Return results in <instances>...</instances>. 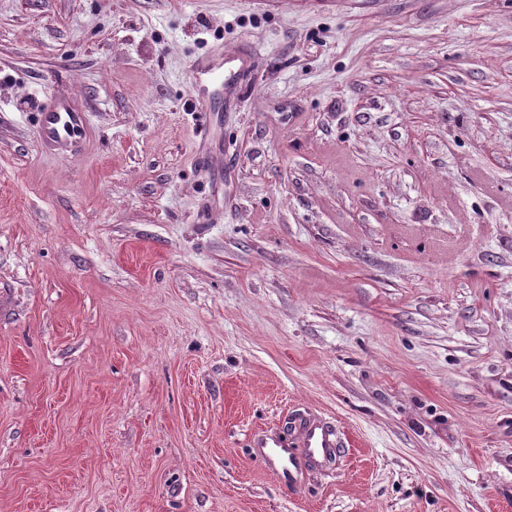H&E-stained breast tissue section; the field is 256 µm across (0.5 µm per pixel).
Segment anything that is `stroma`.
I'll use <instances>...</instances> for the list:
<instances>
[{"mask_svg": "<svg viewBox=\"0 0 512 512\" xmlns=\"http://www.w3.org/2000/svg\"><path fill=\"white\" fill-rule=\"evenodd\" d=\"M0 512H512V0H0ZM240 50L216 57L205 54L193 64V89L187 100L189 109L198 112L201 125V140L204 141L213 124L214 101L224 90V84L237 73L236 62L240 61ZM42 141L62 151L84 142L88 135V119L84 111L73 106L70 97L62 96L40 112ZM298 433L301 452L288 448V441L282 436H268L256 443L262 460L277 475L279 482L287 489L295 486L298 471L305 464L328 463L335 459L343 447L336 431L317 418L308 417L294 426Z\"/></svg>", "mask_w": 512, "mask_h": 512, "instance_id": "stroma-1", "label": "stroma"}]
</instances>
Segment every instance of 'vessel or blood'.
Listing matches in <instances>:
<instances>
[{"label": "vessel or blood", "instance_id": "b4317fda", "mask_svg": "<svg viewBox=\"0 0 512 512\" xmlns=\"http://www.w3.org/2000/svg\"><path fill=\"white\" fill-rule=\"evenodd\" d=\"M256 49L245 53L231 52L224 56L203 55L193 64V85L187 100L191 111L200 117L202 133H209L213 124L214 101L220 97L224 84L235 74V64L241 57H255ZM43 142L55 149L67 151L84 142L88 135V119L84 111L73 106L69 97L55 100L39 115ZM300 447L289 448L280 436L261 438V458L288 489L294 488L296 476L304 465L327 463L335 459L341 448L336 431L316 418L300 420L296 427Z\"/></svg>", "mask_w": 512, "mask_h": 512}]
</instances>
